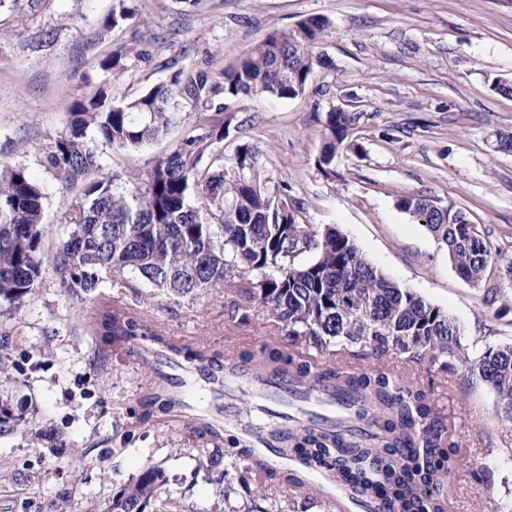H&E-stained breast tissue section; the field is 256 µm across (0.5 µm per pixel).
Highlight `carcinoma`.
Returning a JSON list of instances; mask_svg holds the SVG:
<instances>
[{"label":"carcinoma","instance_id":"cac0c4a2","mask_svg":"<svg viewBox=\"0 0 512 512\" xmlns=\"http://www.w3.org/2000/svg\"><path fill=\"white\" fill-rule=\"evenodd\" d=\"M129 2L115 0L105 29L138 17ZM326 29L325 19L308 17L291 29L273 30L215 75L179 72L133 98H119L103 84L74 100L67 131L39 147L40 166L72 193L64 215L70 230L48 248L40 187L27 168L0 158V317L34 295L49 268L79 305L78 315L93 316L92 330L102 345L115 350L139 337L191 363L224 354L202 339L170 343L137 309L98 299L103 275L128 273L182 296L232 287L249 300L258 298L288 326L289 338L286 350L245 357L259 376L286 374L306 387L317 358L323 377L357 393V417L380 426L370 441L332 427L290 429L291 455L308 469L361 490L382 512H448L444 487L462 464L459 450L427 393L404 385L391 363L441 372L462 365L494 389L512 418V346L470 349L444 311L388 278L347 235L301 223L303 206L288 195V186L270 189L258 145H237L230 164L224 163V140L235 119L229 103L303 94L316 69L329 66L316 52ZM141 58L136 46L121 45L101 55L97 66L116 81L130 61ZM216 103L218 113L227 116L211 113ZM187 107L194 120L186 134L146 174L116 187V178L102 170L98 146L136 151L167 133ZM352 121L341 108L325 113L314 160L320 176L336 177V157ZM396 205L447 247L463 280L481 285L493 263L512 277V257L492 256L462 210L425 196H402ZM304 255L307 261L299 262ZM370 359L374 366L355 371ZM143 406V419L149 420L173 414L177 399L160 387ZM22 421L0 399V435L13 434ZM185 431L189 439L217 448L223 442V429L204 419ZM226 452L232 465L244 461L239 468L244 485L265 488L268 472L246 463L248 448ZM162 481V472L147 466L112 497L109 512H145Z\"/></svg>","mask_w":512,"mask_h":512}]
</instances>
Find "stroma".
I'll list each match as a JSON object with an SVG mask.
<instances>
[{
  "label": "stroma",
  "mask_w": 512,
  "mask_h": 512,
  "mask_svg": "<svg viewBox=\"0 0 512 512\" xmlns=\"http://www.w3.org/2000/svg\"><path fill=\"white\" fill-rule=\"evenodd\" d=\"M113 0H5L0 5V155L26 167L43 199L45 245L63 230L69 194L38 164L46 137L65 131L72 101L102 80L96 59L138 40L145 61L116 82L133 97L176 72L223 66L274 29L327 18L318 46L329 61L303 95L244 100L225 155L253 142L272 186L304 204L303 223L346 234L387 277L439 307L468 343L512 345V310L488 303L465 282L446 247L396 201L423 195L466 212L492 249L512 255V152L492 147L512 133V97L490 88L512 79V0H137L142 21L103 26ZM51 32L50 42L39 39ZM355 117L337 176L313 168L322 120L331 108ZM192 115L134 153L103 148L106 172L146 173L182 138ZM156 323L167 338L204 339L220 352L285 347L270 307L241 303L231 288L182 297L139 279L104 286ZM95 337L52 271L11 316L0 319V358L11 378L0 394L53 441L0 436V512H107L114 495L146 466L166 476L146 512H331L316 484L245 487L212 448L190 441L179 423L140 421L155 380L132 357L99 356ZM407 379L430 392L454 426L463 462L452 476L449 512H504L512 504V419L494 390L463 368L410 367Z\"/></svg>",
  "instance_id": "1"
}]
</instances>
